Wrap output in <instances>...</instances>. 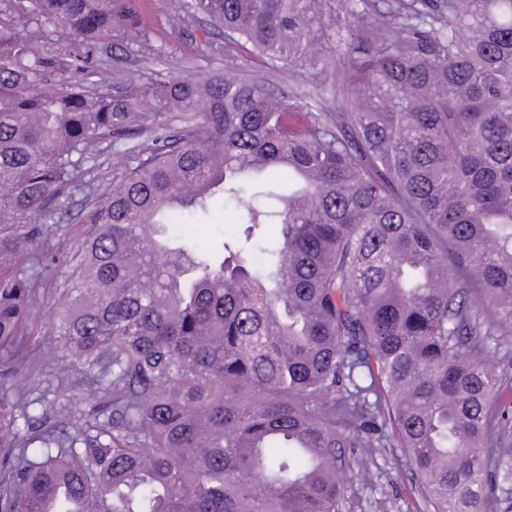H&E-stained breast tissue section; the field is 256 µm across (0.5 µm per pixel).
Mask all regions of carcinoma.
I'll use <instances>...</instances> for the list:
<instances>
[{"instance_id": "obj_1", "label": "carcinoma", "mask_w": 512, "mask_h": 512, "mask_svg": "<svg viewBox=\"0 0 512 512\" xmlns=\"http://www.w3.org/2000/svg\"><path fill=\"white\" fill-rule=\"evenodd\" d=\"M186 8L170 32L207 18L261 78L114 94L86 77L103 38L148 44L131 0L0 12V512H345L382 448L426 512H512V0ZM50 29L77 47L37 51ZM304 66L338 73L336 112L270 99ZM103 143L122 160L101 189ZM266 173L288 191L256 206ZM217 191L240 211L218 263L171 233ZM49 219L86 225L39 343L51 402L27 346ZM35 356V371L33 373V380L36 383H39V387L46 390L45 397L49 400H53L57 394V392H53L57 376V372L55 369V359L52 355L46 353H39L36 349L34 352H31V355Z\"/></svg>"}]
</instances>
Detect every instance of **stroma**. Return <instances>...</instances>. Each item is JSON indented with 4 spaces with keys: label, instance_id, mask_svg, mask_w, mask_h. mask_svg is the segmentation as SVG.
I'll return each instance as SVG.
<instances>
[{
    "label": "stroma",
    "instance_id": "obj_1",
    "mask_svg": "<svg viewBox=\"0 0 512 512\" xmlns=\"http://www.w3.org/2000/svg\"><path fill=\"white\" fill-rule=\"evenodd\" d=\"M144 23L151 30L147 49L133 52L125 44L108 40L101 44L99 55L107 63L109 89L121 90L129 80L149 81L156 73L177 75L189 70L198 74L223 72V58L210 56L206 46L224 39L222 30L214 28L200 17L189 19L180 34H172L166 26L168 14L184 9L186 0H133ZM324 72L317 68L302 67L293 72H282L271 87L274 99H282L302 92L313 96L328 111H335L336 102L327 90ZM236 222L233 204L215 196L211 221L207 224H185L180 228L183 236L202 239L212 247H219L224 235L232 231ZM82 227L64 221L58 222L53 235L44 248L55 259L50 268L47 288L63 285L69 274L68 262L79 250ZM379 477L374 484L352 482L349 496L350 512H380L381 503H389L390 512H422L424 505L411 484L410 471L401 449L385 448L378 454Z\"/></svg>",
    "mask_w": 512,
    "mask_h": 512
}]
</instances>
